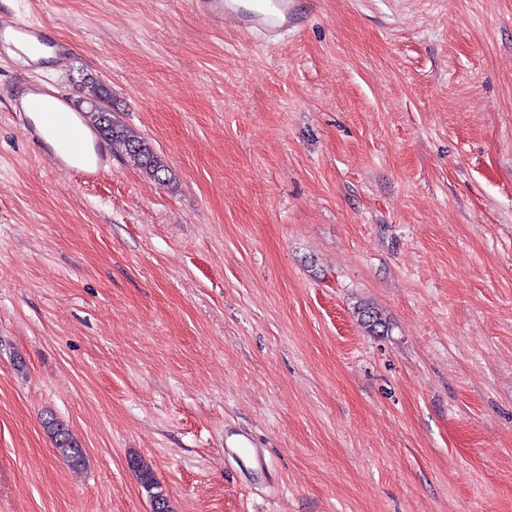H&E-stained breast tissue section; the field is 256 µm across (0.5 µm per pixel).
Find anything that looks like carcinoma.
<instances>
[{"label": "carcinoma", "instance_id": "carcinoma-1", "mask_svg": "<svg viewBox=\"0 0 512 512\" xmlns=\"http://www.w3.org/2000/svg\"><path fill=\"white\" fill-rule=\"evenodd\" d=\"M110 98L111 94L106 87L99 84L90 85L86 92L88 108L83 111L86 121L101 138L112 142V145L133 161L145 176L158 182L164 181L162 175L168 172L164 160L145 138L115 120ZM359 317L364 327L373 334L378 332V329L387 327L382 315L371 308L359 311ZM44 426L62 459L73 467L85 465L84 448L66 424L51 416L45 420ZM130 467L148 494L149 501L162 506L163 512H171L168 499L152 469L138 458L130 460Z\"/></svg>", "mask_w": 512, "mask_h": 512}]
</instances>
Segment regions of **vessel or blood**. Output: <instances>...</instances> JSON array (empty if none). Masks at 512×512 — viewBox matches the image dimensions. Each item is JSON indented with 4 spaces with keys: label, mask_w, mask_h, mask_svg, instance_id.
Returning a JSON list of instances; mask_svg holds the SVG:
<instances>
[{
    "label": "vessel or blood",
    "mask_w": 512,
    "mask_h": 512,
    "mask_svg": "<svg viewBox=\"0 0 512 512\" xmlns=\"http://www.w3.org/2000/svg\"><path fill=\"white\" fill-rule=\"evenodd\" d=\"M192 5L213 27H222L225 16L232 15L237 18L243 34L268 41L277 39L294 23L290 0H192ZM43 40L42 31L35 26H15L9 30L0 27V45L19 43L28 46ZM27 91L30 99L25 107L19 108L18 113L24 116L35 112L40 117L39 123H27L29 135L38 136V128L42 125L55 129L66 141L70 157L80 160L78 172L84 182L98 179L103 172V164L99 161L87 162V137L77 122L68 117L67 101L46 98L40 86H28Z\"/></svg>",
    "instance_id": "b4317fda"
}]
</instances>
